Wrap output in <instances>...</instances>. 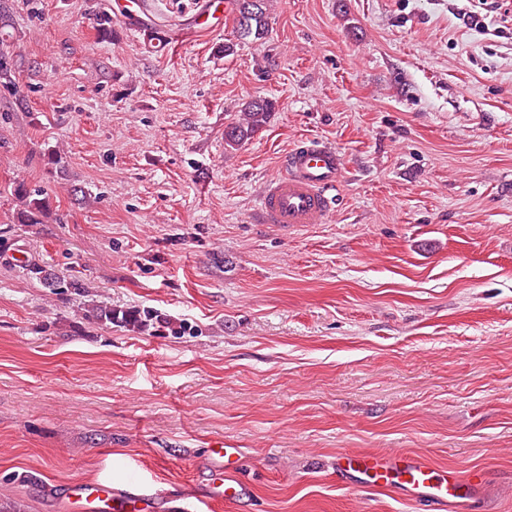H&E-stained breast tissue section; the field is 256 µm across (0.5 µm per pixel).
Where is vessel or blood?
<instances>
[{
    "mask_svg": "<svg viewBox=\"0 0 512 512\" xmlns=\"http://www.w3.org/2000/svg\"><path fill=\"white\" fill-rule=\"evenodd\" d=\"M346 177L345 156L336 145L307 137L298 139L281 157L277 172L267 179L256 217L260 223L287 230L301 224L326 223L335 214L332 191ZM209 454L223 459L225 475L223 480L209 482L207 500L240 502L247 489L233 476L238 450L216 443ZM333 470L339 485L388 490L423 506L425 512H447L452 506L476 512L486 483L483 472L464 477L453 470L441 472L426 456L399 451L384 455L341 453ZM68 495L79 503L104 502L111 504L112 512H130L137 502H154L164 493L145 483L131 468L124 485L77 481L70 485Z\"/></svg>",
    "mask_w": 512,
    "mask_h": 512,
    "instance_id": "1",
    "label": "vessel or blood"
}]
</instances>
